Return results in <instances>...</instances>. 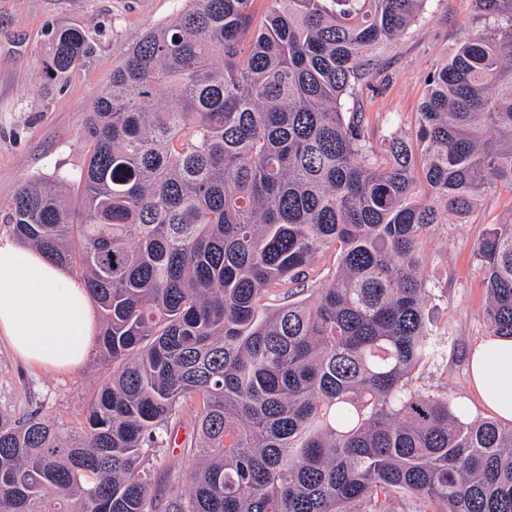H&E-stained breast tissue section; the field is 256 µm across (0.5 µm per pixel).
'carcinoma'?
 <instances>
[{
	"instance_id": "carcinoma-1",
	"label": "carcinoma",
	"mask_w": 512,
	"mask_h": 512,
	"mask_svg": "<svg viewBox=\"0 0 512 512\" xmlns=\"http://www.w3.org/2000/svg\"><path fill=\"white\" fill-rule=\"evenodd\" d=\"M427 0H190L112 70L76 180L0 213L84 284L109 366L78 431L0 414V512H512V423L418 381L445 346L420 240L512 192V0L432 70L410 138L369 144L344 100ZM57 28L47 83L90 54ZM330 282L295 300L318 257ZM488 335L512 338V213L477 244ZM191 414V409L187 408L184 415L188 422L186 421L184 427L180 428L178 431L177 443L174 444V442H172L171 447L166 448L164 456L161 457L157 463L154 489L156 501L162 504V507L158 512H166V509L163 507L164 504L170 500L171 497L179 494L182 486L183 490L187 489V486L184 483L182 485L181 482H177L176 477L178 475H182L180 468L183 464V461L181 460L183 448L180 447L179 444L192 434L190 418H193V416Z\"/></svg>"
}]
</instances>
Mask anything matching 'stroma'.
I'll return each instance as SVG.
<instances>
[{
  "label": "stroma",
  "instance_id": "1",
  "mask_svg": "<svg viewBox=\"0 0 512 512\" xmlns=\"http://www.w3.org/2000/svg\"><path fill=\"white\" fill-rule=\"evenodd\" d=\"M185 5V0H0V200L28 179L80 173L86 161L82 132L94 97L144 31L167 23ZM482 25L473 0H428L423 16L381 50L368 89L354 99L373 143L390 134H413L427 75L454 54L466 33ZM61 27L82 28L92 55L63 84L49 86L40 49L49 32ZM511 211L512 191L498 189L465 221L444 217L419 244L431 290L426 312L447 340L444 360L426 369L422 382L448 393L471 418L489 415L469 375L470 354L487 336L486 293L475 248L487 227ZM107 375L93 354L77 369L56 373L26 366L0 344V412L18 416L37 410L63 429L79 430ZM191 433V425L180 428L178 443L157 463L159 503L181 491L180 442Z\"/></svg>",
  "mask_w": 512,
  "mask_h": 512
}]
</instances>
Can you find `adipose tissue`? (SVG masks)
Instances as JSON below:
<instances>
[{
    "label": "adipose tissue",
    "instance_id": "obj_1",
    "mask_svg": "<svg viewBox=\"0 0 512 512\" xmlns=\"http://www.w3.org/2000/svg\"><path fill=\"white\" fill-rule=\"evenodd\" d=\"M97 325L84 285L34 249L0 238V342L27 363L78 367ZM472 383L495 416L512 421V339L490 337L470 358Z\"/></svg>",
    "mask_w": 512,
    "mask_h": 512
}]
</instances>
